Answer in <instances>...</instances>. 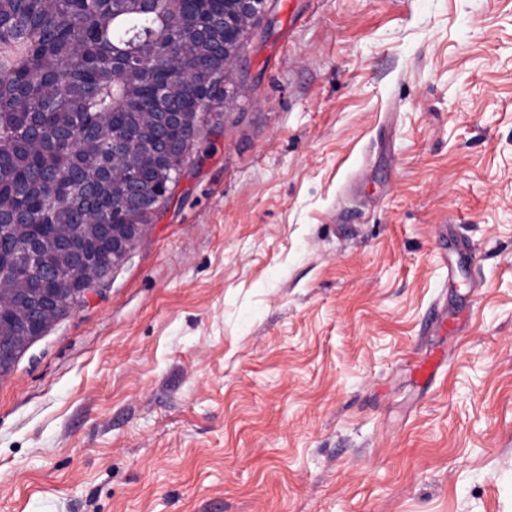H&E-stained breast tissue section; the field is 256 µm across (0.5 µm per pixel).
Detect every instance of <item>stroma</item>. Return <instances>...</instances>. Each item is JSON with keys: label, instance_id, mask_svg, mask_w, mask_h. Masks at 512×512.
Instances as JSON below:
<instances>
[{"label": "stroma", "instance_id": "35a3bbf8", "mask_svg": "<svg viewBox=\"0 0 512 512\" xmlns=\"http://www.w3.org/2000/svg\"><path fill=\"white\" fill-rule=\"evenodd\" d=\"M228 91L0 376V512H512V0H267Z\"/></svg>", "mask_w": 512, "mask_h": 512}]
</instances>
